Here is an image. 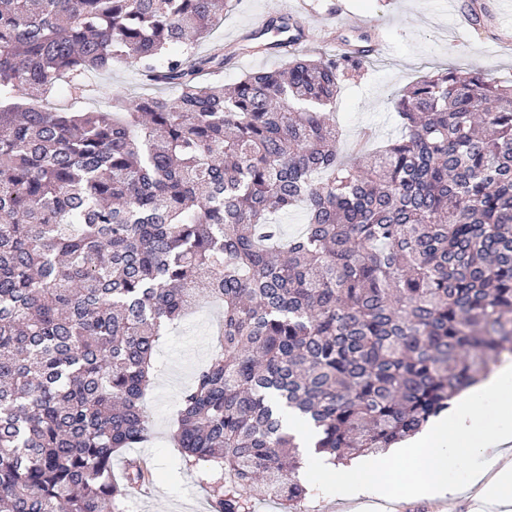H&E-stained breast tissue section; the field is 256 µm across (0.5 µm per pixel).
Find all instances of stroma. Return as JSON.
Masks as SVG:
<instances>
[{
    "mask_svg": "<svg viewBox=\"0 0 512 512\" xmlns=\"http://www.w3.org/2000/svg\"><path fill=\"white\" fill-rule=\"evenodd\" d=\"M470 0H231L224 19L211 36L200 42V52L235 43L252 31L258 18L280 14L297 16L312 30L301 44L304 52L333 56L335 41L358 42L363 34L376 35L382 45L370 57L363 77L342 86L336 97V119L344 143L361 130L372 133V143L394 137L398 128L394 112L386 101L412 81L441 69L478 70L496 81H512V55L496 52L492 39L512 40V0H492L489 31L465 29L460 15ZM89 91L77 102V109L98 107L107 96L126 100L146 93L144 80L135 65L114 63L111 73L88 78ZM223 316L221 304L209 298L183 320L170 326L159 344L156 377L145 398L153 437L143 448H130L118 454L113 472H121L127 459L148 460L151 479L132 490L123 502V512H210V496L204 476L187 465L169 435L178 399L190 385L196 370L217 345L215 331ZM304 483L313 490L312 512H381L379 497L365 490L349 500L335 481L326 479L317 467H308ZM475 491L463 488L444 499H418L401 492L395 504L407 512H512L505 506L475 499Z\"/></svg>",
    "mask_w": 512,
    "mask_h": 512,
    "instance_id": "obj_1",
    "label": "stroma"
}]
</instances>
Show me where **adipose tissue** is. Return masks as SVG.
<instances>
[{"mask_svg": "<svg viewBox=\"0 0 512 512\" xmlns=\"http://www.w3.org/2000/svg\"><path fill=\"white\" fill-rule=\"evenodd\" d=\"M466 467L470 486L484 498L512 501V362H503L486 378L463 392L446 416L435 420L417 439L394 455H381L349 465L326 466L347 492L361 488L389 495L394 488L422 495L456 491L454 468Z\"/></svg>", "mask_w": 512, "mask_h": 512, "instance_id": "adipose-tissue-1", "label": "adipose tissue"}]
</instances>
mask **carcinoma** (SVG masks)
Instances as JSON below:
<instances>
[{"label":"carcinoma","mask_w":512,"mask_h":512,"mask_svg":"<svg viewBox=\"0 0 512 512\" xmlns=\"http://www.w3.org/2000/svg\"><path fill=\"white\" fill-rule=\"evenodd\" d=\"M224 0H0V512H120L144 470L156 348L195 298L219 351L171 439L212 512H309L286 428L332 461L394 447L512 354V85L430 73L401 138L342 156L332 105L373 51L293 55L226 89L197 42ZM303 29L280 15L254 38ZM115 62L156 93L59 112ZM303 206L282 240L276 220Z\"/></svg>","instance_id":"obj_1"}]
</instances>
